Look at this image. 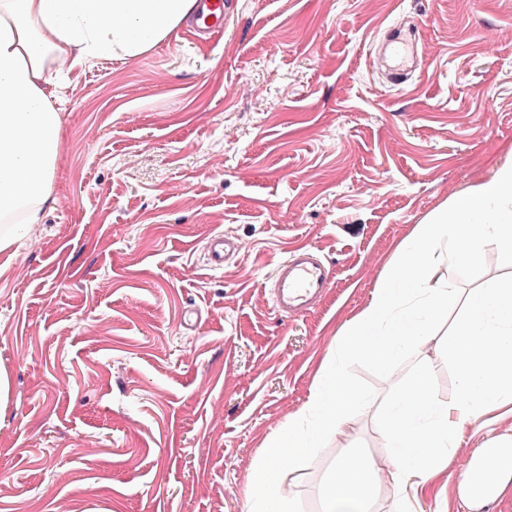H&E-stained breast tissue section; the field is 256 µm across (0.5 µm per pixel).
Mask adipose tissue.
<instances>
[{
    "mask_svg": "<svg viewBox=\"0 0 512 512\" xmlns=\"http://www.w3.org/2000/svg\"><path fill=\"white\" fill-rule=\"evenodd\" d=\"M198 0H0V250L40 223L55 203L63 119L56 77L107 56L138 57L168 40ZM512 258V160L453 198L401 247L368 305L336 337L303 409L267 441L251 471L246 512H299L277 477L301 465L330 434H343L372 395L352 386L343 366L375 365L391 377L380 419L382 459L348 448L320 485V512H415L411 488L457 460L461 434L512 414V285L474 288L448 338L455 388L433 387L428 351L448 312L438 266H469L486 246ZM405 375L394 379L396 366ZM464 505L491 503L512 489V438L497 436L468 456L457 482Z\"/></svg>",
    "mask_w": 512,
    "mask_h": 512,
    "instance_id": "ef3b65f1",
    "label": "adipose tissue"
}]
</instances>
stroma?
Returning a JSON list of instances; mask_svg holds the SVG:
<instances>
[{"label": "stroma", "instance_id": "stroma-1", "mask_svg": "<svg viewBox=\"0 0 512 512\" xmlns=\"http://www.w3.org/2000/svg\"><path fill=\"white\" fill-rule=\"evenodd\" d=\"M411 27L420 72H370ZM56 201L0 252V512H246L264 442L307 402L346 323L418 224L512 151V0H233L224 33L66 74ZM215 235L236 245L223 268ZM312 248L323 302L275 309L276 263ZM447 340L487 247L442 268ZM379 409L298 469L301 512L338 449L379 456ZM457 475L422 512H468ZM232 250H235V245L224 238V236H213L207 246L209 266L213 269L222 268L224 266V259Z\"/></svg>", "mask_w": 512, "mask_h": 512}]
</instances>
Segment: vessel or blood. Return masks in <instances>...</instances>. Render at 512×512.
<instances>
[{
  "label": "vessel or blood",
  "mask_w": 512,
  "mask_h": 512,
  "mask_svg": "<svg viewBox=\"0 0 512 512\" xmlns=\"http://www.w3.org/2000/svg\"><path fill=\"white\" fill-rule=\"evenodd\" d=\"M201 11L197 18L203 29L219 35L224 31V21L230 5L228 0H200ZM380 67L390 82L406 84L419 67L417 47L410 35L403 30H393L376 49ZM234 245L224 236H213L207 246L208 264L219 269ZM330 271L309 248L293 251L281 261L271 276V288L276 308L284 314L299 315L306 312L322 297L329 285Z\"/></svg>",
  "instance_id": "1"
}]
</instances>
